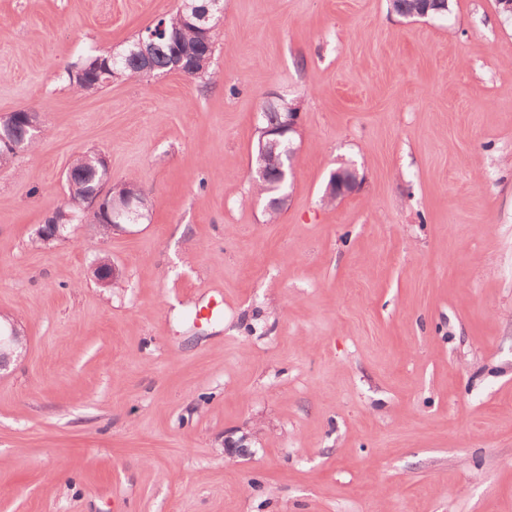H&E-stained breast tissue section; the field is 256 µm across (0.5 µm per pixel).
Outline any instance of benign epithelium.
<instances>
[{
  "mask_svg": "<svg viewBox=\"0 0 512 512\" xmlns=\"http://www.w3.org/2000/svg\"><path fill=\"white\" fill-rule=\"evenodd\" d=\"M222 12L221 0H208L207 3L194 7L193 16L197 22L205 26ZM156 38L157 35L150 30L142 34L136 44V53L143 62V73L150 71L149 60ZM264 107L286 111L283 128L279 129L273 125L256 127V133L259 135V157L258 165L252 170V180L262 184L265 191L273 192L280 190L293 174L295 149L291 147V141H284L282 137L287 133L299 132V113L288 111V106L281 105L271 98L264 103ZM18 120L25 122L26 126L34 130L41 129L37 113L28 109L0 114V124H5L3 132L0 133V141L9 144L15 154L22 152L21 145L12 142L6 131ZM98 159L102 165L103 175L97 188L77 199L66 198L59 206L61 215L56 217V223L46 229H40L42 237L48 240L66 237L68 223L78 216L83 219L92 218L94 224L109 232H122L124 225L136 222L149 210L148 195L145 191L128 181L110 183L108 163L101 155ZM356 185L355 170L340 168L330 176L325 196L337 201L350 193ZM92 272L96 281L104 286H112L120 279V270L108 257L99 259ZM25 350V334L20 331L18 323L12 320L7 326L0 325V371L7 369Z\"/></svg>",
  "mask_w": 512,
  "mask_h": 512,
  "instance_id": "1",
  "label": "benign epithelium"
}]
</instances>
